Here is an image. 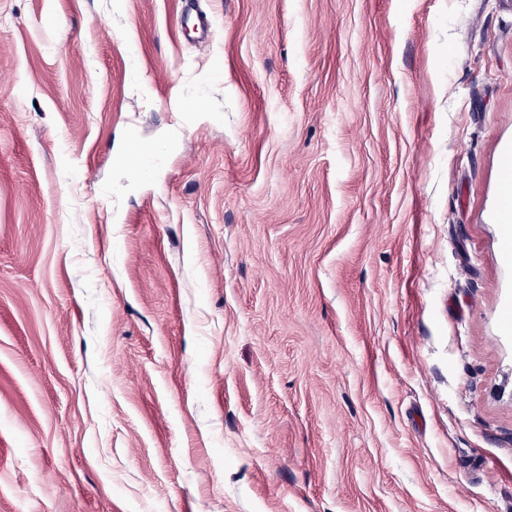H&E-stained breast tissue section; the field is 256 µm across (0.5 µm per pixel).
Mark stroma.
<instances>
[{"label": "stroma", "mask_w": 512, "mask_h": 512, "mask_svg": "<svg viewBox=\"0 0 512 512\" xmlns=\"http://www.w3.org/2000/svg\"><path fill=\"white\" fill-rule=\"evenodd\" d=\"M511 156L512 0H0V512H512Z\"/></svg>", "instance_id": "1"}]
</instances>
